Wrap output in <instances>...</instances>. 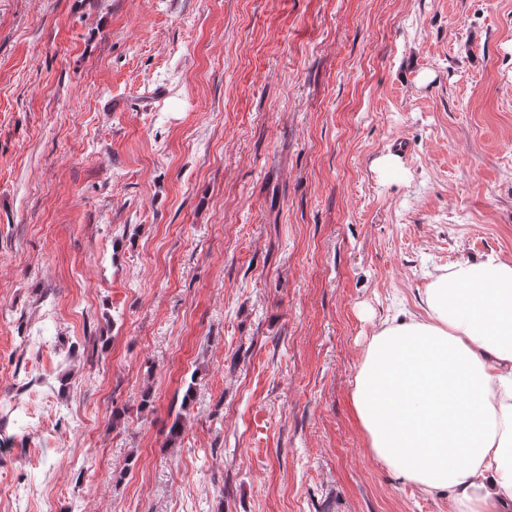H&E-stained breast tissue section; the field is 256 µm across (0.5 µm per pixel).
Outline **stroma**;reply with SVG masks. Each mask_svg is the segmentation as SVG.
Wrapping results in <instances>:
<instances>
[{
  "label": "stroma",
  "instance_id": "obj_1",
  "mask_svg": "<svg viewBox=\"0 0 512 512\" xmlns=\"http://www.w3.org/2000/svg\"><path fill=\"white\" fill-rule=\"evenodd\" d=\"M491 254L512 0H0V512H455L351 394Z\"/></svg>",
  "mask_w": 512,
  "mask_h": 512
}]
</instances>
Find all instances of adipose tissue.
<instances>
[{"label": "adipose tissue", "mask_w": 512, "mask_h": 512, "mask_svg": "<svg viewBox=\"0 0 512 512\" xmlns=\"http://www.w3.org/2000/svg\"><path fill=\"white\" fill-rule=\"evenodd\" d=\"M421 320L384 322L352 391L375 456L453 497L456 512L512 503V259L441 269Z\"/></svg>", "instance_id": "1"}]
</instances>
